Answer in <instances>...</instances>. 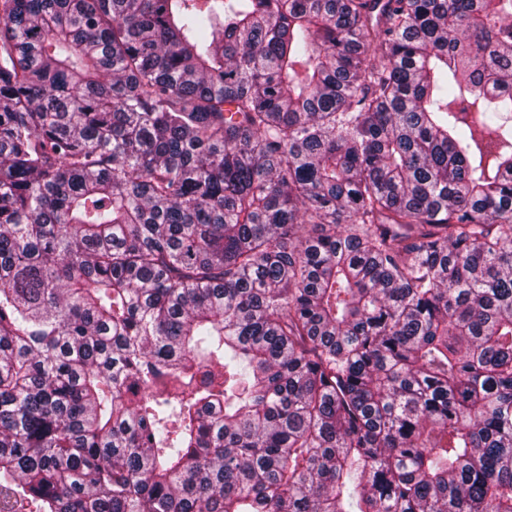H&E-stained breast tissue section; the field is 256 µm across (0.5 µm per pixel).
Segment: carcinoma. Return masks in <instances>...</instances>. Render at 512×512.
Returning a JSON list of instances; mask_svg holds the SVG:
<instances>
[{"mask_svg": "<svg viewBox=\"0 0 512 512\" xmlns=\"http://www.w3.org/2000/svg\"><path fill=\"white\" fill-rule=\"evenodd\" d=\"M512 512V0H0V512Z\"/></svg>", "mask_w": 512, "mask_h": 512, "instance_id": "carcinoma-1", "label": "carcinoma"}]
</instances>
